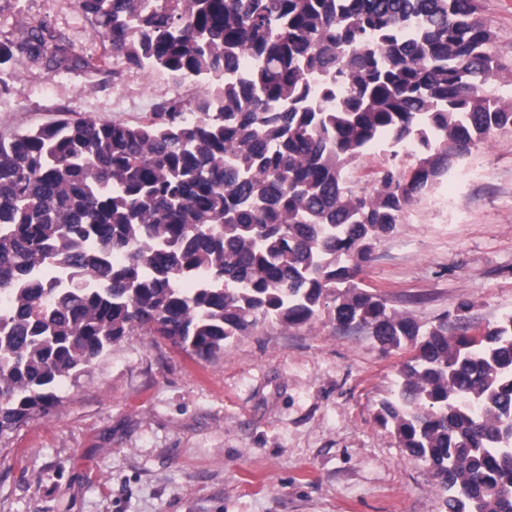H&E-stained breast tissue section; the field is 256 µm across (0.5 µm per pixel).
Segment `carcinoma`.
Instances as JSON below:
<instances>
[{"label": "carcinoma", "instance_id": "1", "mask_svg": "<svg viewBox=\"0 0 512 512\" xmlns=\"http://www.w3.org/2000/svg\"><path fill=\"white\" fill-rule=\"evenodd\" d=\"M129 68L212 81L136 124L63 117L0 137V436L125 336L205 358L266 321L362 320L414 349L381 403L446 512H512V314L423 327L355 283L414 199L512 102L477 0H75ZM41 24L0 40L49 67ZM383 142L371 184L353 177ZM122 260H115V256Z\"/></svg>", "mask_w": 512, "mask_h": 512}]
</instances>
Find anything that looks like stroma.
<instances>
[{"label": "stroma", "mask_w": 512, "mask_h": 512, "mask_svg": "<svg viewBox=\"0 0 512 512\" xmlns=\"http://www.w3.org/2000/svg\"><path fill=\"white\" fill-rule=\"evenodd\" d=\"M478 3L512 75V0ZM43 22L102 65H0V136L67 112L134 124L165 100L168 77L105 56L75 0H0V37ZM356 281L425 326L461 302L472 333L512 313V130L416 198ZM410 355L324 317L258 327L207 359L123 337L48 414L0 437V512H445L433 471L377 418Z\"/></svg>", "instance_id": "35a3bbf8"}]
</instances>
